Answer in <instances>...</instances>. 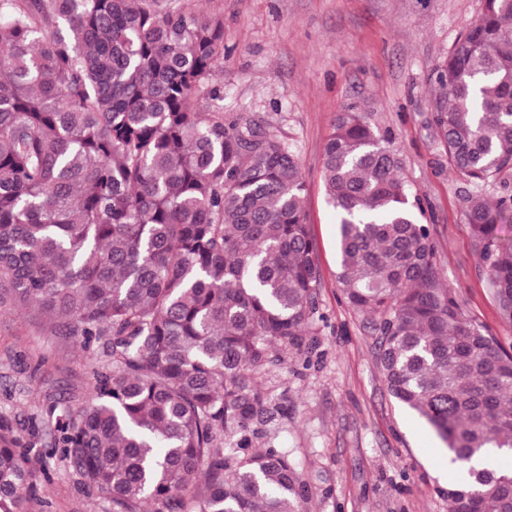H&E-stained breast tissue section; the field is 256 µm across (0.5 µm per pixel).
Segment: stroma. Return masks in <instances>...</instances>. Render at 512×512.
<instances>
[{
	"instance_id": "1",
	"label": "stroma",
	"mask_w": 512,
	"mask_h": 512,
	"mask_svg": "<svg viewBox=\"0 0 512 512\" xmlns=\"http://www.w3.org/2000/svg\"><path fill=\"white\" fill-rule=\"evenodd\" d=\"M224 18V60L215 82L225 111L265 123L297 154L307 222L317 246L318 310L302 348L280 347L279 366L258 379L270 412L251 445L288 452L306 485L305 512H448L457 476L433 428L393 399L377 364L368 315L343 302L337 283L336 213L324 199L323 147L337 112L353 106L400 149L401 174L425 209L436 267L466 301L468 316L512 349L486 287L462 212L468 190L448 168L432 119L435 67L476 19L482 0H175ZM98 347L83 350L47 318L0 314V412L27 431L49 405L77 404ZM39 493L29 512H112L86 494L50 447L31 449Z\"/></svg>"
}]
</instances>
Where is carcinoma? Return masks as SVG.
Here are the masks:
<instances>
[{"mask_svg": "<svg viewBox=\"0 0 512 512\" xmlns=\"http://www.w3.org/2000/svg\"><path fill=\"white\" fill-rule=\"evenodd\" d=\"M224 59V22L166 0H0V311H35L109 358L48 432L0 413V512L36 496L28 449H60L112 512H303L276 448L250 449L256 379L301 346L320 273L299 160L259 122L199 103ZM448 168L501 317L512 322V0H483L433 72ZM392 135L337 113L323 148L343 301L369 315L389 395L467 473L448 512H512V351L437 276L420 199ZM238 437L224 447V435Z\"/></svg>", "mask_w": 512, "mask_h": 512, "instance_id": "obj_1", "label": "carcinoma"}]
</instances>
